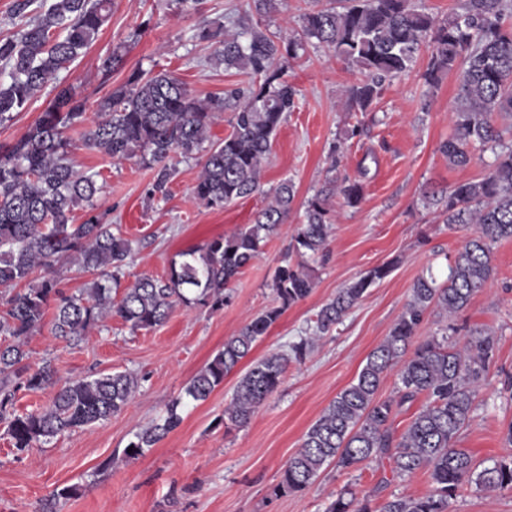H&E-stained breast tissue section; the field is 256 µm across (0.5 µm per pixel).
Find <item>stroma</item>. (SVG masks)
Instances as JSON below:
<instances>
[{
	"label": "stroma",
	"mask_w": 512,
	"mask_h": 512,
	"mask_svg": "<svg viewBox=\"0 0 512 512\" xmlns=\"http://www.w3.org/2000/svg\"><path fill=\"white\" fill-rule=\"evenodd\" d=\"M326 0H279L277 12L262 20L271 33L299 32L304 13ZM252 0H201L185 12L177 0H113L112 16L87 52L60 74L87 102L95 119L99 101L125 85L136 69L174 72L200 98L221 97L247 87L249 74L211 61L213 48L198 41L197 28L218 21L229 30L252 14ZM124 46L125 61L102 74L103 57ZM430 57L421 48L405 75L385 81L367 111L351 108L343 91L363 78L326 48L307 46L280 65L296 90L295 106L279 127L263 192L221 208L196 203L191 195L200 165L174 156L176 172L165 193L152 191L153 169L132 160L115 161L74 141L76 168L103 175L99 196L113 232L132 243L122 286L137 278L165 277L169 264L185 252L253 223L268 200V189L289 179L297 193L280 234L229 284L230 297L214 310L176 305L166 323L131 330L117 318L90 330L81 342L56 336L52 314L28 340L31 367L52 359L58 382L99 374L130 372L139 386L125 409L112 418L59 435L20 451L0 431V512H40L61 488L78 492L58 498L57 512H324L340 492L371 496L374 505L401 495L424 496L433 485L424 472L397 476L388 460H369L344 471L329 464L303 492L273 495L288 460L309 426L336 395L357 377L367 355L388 336L411 296L414 282L433 272L445 276L447 259L468 236L448 230L427 205L425 187H449L484 175L492 151L475 152L464 167L449 166L438 147L452 132L458 72L442 75L436 89L423 79ZM360 178L363 199L354 208L335 200L325 262L312 265L315 286L289 307L260 337L238 373L225 377L208 399L187 401L182 422L153 447L133 458L124 450L141 429L163 417L167 405L183 398L193 376L222 349L230 336L275 304L274 273L296 261L294 230L303 220L304 202L329 174ZM391 265L389 275L364 298L332 334L309 348L302 361L290 362L278 388L259 405L250 421L224 431L217 420L233 395L239 372L269 354L289 352L313 332L319 308L372 268ZM494 277L460 315L444 318L430 311L418 339L441 336L446 327L457 338L491 330L496 340L487 381L480 388L470 423L458 438L477 463L512 458L506 434L512 427V240L493 250ZM448 512H512V492H490L468 485L450 500Z\"/></svg>",
	"instance_id": "stroma-1"
}]
</instances>
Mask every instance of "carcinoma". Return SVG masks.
I'll use <instances>...</instances> for the list:
<instances>
[{"mask_svg": "<svg viewBox=\"0 0 512 512\" xmlns=\"http://www.w3.org/2000/svg\"><path fill=\"white\" fill-rule=\"evenodd\" d=\"M302 16L300 32L270 35L260 22L230 33L205 25L195 37L214 47L213 59L226 68L259 79L224 98H198L175 75L161 71L132 72L127 83L98 103L99 113L85 125L86 101L70 86L55 85L56 94L35 123L16 141L0 146V287H27L9 293L0 315V423L14 447L24 451L68 431L91 426L122 411L138 386L130 373L101 374L55 387L56 368L45 361L26 365L27 339L54 305L56 335L79 340L87 330L116 317L133 329L165 323L177 303L224 307V290L243 268L257 259L263 246L279 234L292 210L296 191L285 179L271 191L272 200L248 227L214 239L200 251L181 254L162 279L142 277L112 298L109 282L118 279L131 255V243L112 231L95 204L101 173L79 171L68 160L69 132L81 125V142L90 151L121 161L135 158L155 170L154 191L163 193L174 175L173 154L201 155V171L192 189L203 205L222 207L261 191L260 173L272 140L292 111L295 88L278 66L316 40L335 56L366 73L349 86L350 106L364 112L383 83L407 72L424 44L432 48L423 79L435 89L442 75L459 72L453 133L439 145L452 166L468 165L474 151L491 149V170L478 179L446 189L430 188L426 198L439 209L441 223L454 229L473 225V232L448 262L442 281L422 276L388 336L369 353L357 379L336 395L304 435L288 460L275 495L306 490L328 461L356 469L373 458H388L399 476L429 474L434 491L426 496H393L374 511L371 499L340 494L326 512H447L449 500L466 485L512 491V460L479 468L472 455L457 447L460 430L471 420L479 388L487 379L495 338L478 332L463 343L431 336L413 339L430 310L458 314L491 281L495 244L512 239V143L503 132L512 127V0H465L463 12L439 20L411 0H339ZM112 0H14L13 11L30 15L13 37L0 38V123L27 108L61 70L91 46L111 14ZM233 112L231 131L209 141L217 113ZM501 119L504 127L496 126ZM363 185L347 176H333L304 203V220L296 229L294 248L315 258L328 246L334 221L333 201L359 204ZM83 210L75 223L74 211ZM105 280L89 282L78 295H68L53 276L60 260ZM45 275L31 281L36 269ZM391 271L377 266L339 290L316 315L314 335L322 337ZM276 305L254 317L224 342L191 380L186 395L204 401L248 357L286 309L314 288L312 275L286 263L274 274ZM310 342L291 346L292 355L272 354L252 365L239 379L218 423L229 431L248 423L258 407L279 386L288 361H300ZM397 370L396 396L377 398L390 370ZM51 391L48 404L18 413L17 391ZM426 395L428 403L405 431L395 434L393 420L406 403ZM180 402H173L158 423L128 444L135 457L151 448L181 423Z\"/></svg>", "mask_w": 512, "mask_h": 512, "instance_id": "cac0c4a2", "label": "carcinoma"}]
</instances>
